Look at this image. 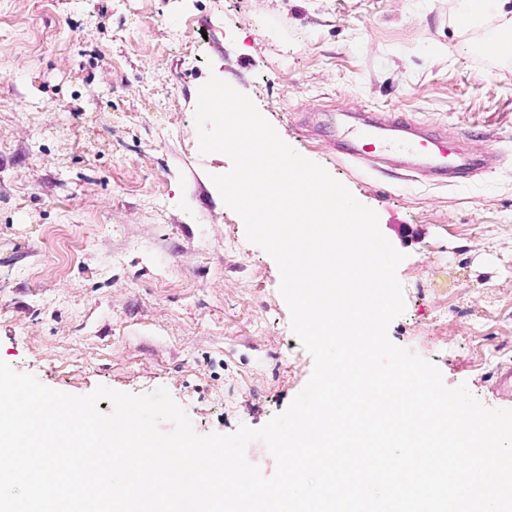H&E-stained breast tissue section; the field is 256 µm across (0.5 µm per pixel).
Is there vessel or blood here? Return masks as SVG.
Instances as JSON below:
<instances>
[{"mask_svg":"<svg viewBox=\"0 0 512 512\" xmlns=\"http://www.w3.org/2000/svg\"><path fill=\"white\" fill-rule=\"evenodd\" d=\"M485 26L492 36L479 48L480 57L488 61L505 60L512 51V32L487 18ZM343 135L330 138L328 148L351 162L378 172L404 169L427 179L451 183L482 174L493 159L489 148L459 152L449 160L448 150L454 141L438 131L399 112H361L346 108L334 113Z\"/></svg>","mask_w":512,"mask_h":512,"instance_id":"b4317fda","label":"vessel or blood"}]
</instances>
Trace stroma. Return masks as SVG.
Masks as SVG:
<instances>
[{"instance_id": "stroma-1", "label": "stroma", "mask_w": 512, "mask_h": 512, "mask_svg": "<svg viewBox=\"0 0 512 512\" xmlns=\"http://www.w3.org/2000/svg\"><path fill=\"white\" fill-rule=\"evenodd\" d=\"M457 0H0V359L85 395L166 388L197 433L259 428L306 385L275 260L199 150L210 75L378 215L405 258L390 340L490 408L512 365V76ZM401 111L488 144L464 184L365 171L298 111Z\"/></svg>"}]
</instances>
